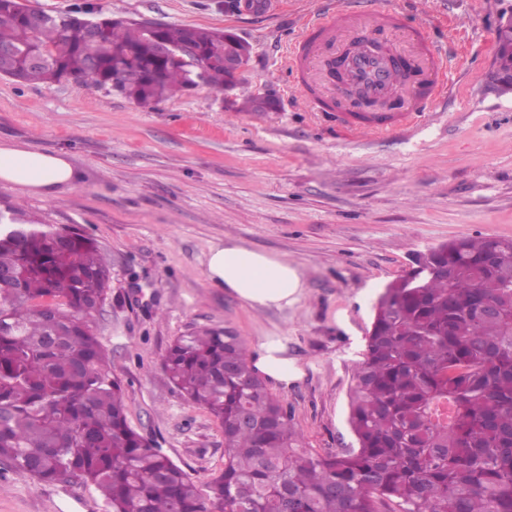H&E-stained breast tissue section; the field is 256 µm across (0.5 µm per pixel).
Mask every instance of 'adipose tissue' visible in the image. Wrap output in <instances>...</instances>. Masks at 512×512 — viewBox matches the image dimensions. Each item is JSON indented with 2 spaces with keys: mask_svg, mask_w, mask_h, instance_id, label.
<instances>
[{
  "mask_svg": "<svg viewBox=\"0 0 512 512\" xmlns=\"http://www.w3.org/2000/svg\"><path fill=\"white\" fill-rule=\"evenodd\" d=\"M75 179V170L65 153L0 146V182L48 195ZM206 277L211 285L227 289L254 309L288 308L298 301L303 288L302 273L293 262L236 241L210 248ZM253 363L259 372L283 387L302 375L301 369L288 358L281 340L274 336L266 337L260 344Z\"/></svg>",
  "mask_w": 512,
  "mask_h": 512,
  "instance_id": "obj_1",
  "label": "adipose tissue"
}]
</instances>
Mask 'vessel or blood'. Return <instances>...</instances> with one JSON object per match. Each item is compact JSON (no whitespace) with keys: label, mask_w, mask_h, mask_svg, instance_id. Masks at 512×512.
I'll use <instances>...</instances> for the list:
<instances>
[{"label":"vessel or blood","mask_w":512,"mask_h":512,"mask_svg":"<svg viewBox=\"0 0 512 512\" xmlns=\"http://www.w3.org/2000/svg\"><path fill=\"white\" fill-rule=\"evenodd\" d=\"M399 15L392 9H362L359 0H339L322 12L309 17L301 36L287 55V68L304 89L312 111L331 116L354 131L374 135L402 131L413 116L427 112L442 88L443 61L431 50L420 32L408 36L410 47L402 59L413 72L401 78L390 56L374 55L358 50L345 62L346 76L372 99L397 91L399 105L390 112H352L341 101L331 80L327 65L336 57V50L358 31L371 28L387 31L398 28Z\"/></svg>","instance_id":"b4317fda"}]
</instances>
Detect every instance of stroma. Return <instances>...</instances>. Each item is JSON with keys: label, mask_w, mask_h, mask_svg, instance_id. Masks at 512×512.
<instances>
[{"label": "stroma", "mask_w": 512, "mask_h": 512, "mask_svg": "<svg viewBox=\"0 0 512 512\" xmlns=\"http://www.w3.org/2000/svg\"><path fill=\"white\" fill-rule=\"evenodd\" d=\"M52 15L92 4L122 20L230 29L251 45L233 91L274 90L267 112L225 109L209 87L140 105L87 81L0 76V144L67 154L75 184L50 195L0 182V212L22 207L48 228L76 227L111 267L95 316L127 418L198 485L224 467V435L162 370L195 329L236 332L247 352L277 336L302 370L269 392L315 456L354 447L353 372L373 307L413 258L461 237L512 238V93L490 81L496 30L512 0H367L399 9L446 57L445 95L397 134H357L308 111L285 57L328 0H35ZM236 240L301 270L299 301L255 310L205 276L211 246ZM0 512H106L92 489L0 471Z\"/></svg>", "instance_id": "35a3bbf8"}]
</instances>
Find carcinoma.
<instances>
[{
  "mask_svg": "<svg viewBox=\"0 0 512 512\" xmlns=\"http://www.w3.org/2000/svg\"><path fill=\"white\" fill-rule=\"evenodd\" d=\"M29 6L0 0V75L90 79L141 104L187 89L175 58L209 60L221 29L82 18L34 26ZM41 62L34 63L31 56ZM212 65L205 86L224 94ZM13 210L0 224V463L21 477L96 490L109 512H512V239L463 237L431 249L436 274L379 295L353 373L348 423L357 447L313 456L294 447L288 412L227 329L177 337L162 361L185 398L224 433V469L203 493L128 422L125 393L94 327L110 267L71 228L40 230ZM492 306L497 318L480 311Z\"/></svg>",
  "mask_w": 512,
  "mask_h": 512,
  "instance_id": "carcinoma-1",
  "label": "carcinoma"
}]
</instances>
